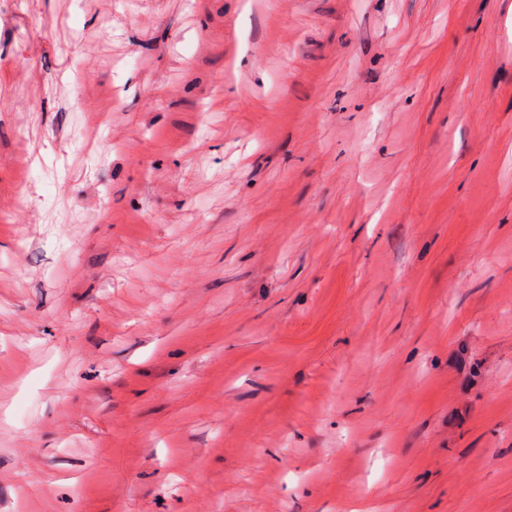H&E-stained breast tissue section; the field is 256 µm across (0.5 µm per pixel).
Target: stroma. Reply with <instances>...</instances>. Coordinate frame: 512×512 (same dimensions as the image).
Returning <instances> with one entry per match:
<instances>
[{
    "instance_id": "1",
    "label": "stroma",
    "mask_w": 512,
    "mask_h": 512,
    "mask_svg": "<svg viewBox=\"0 0 512 512\" xmlns=\"http://www.w3.org/2000/svg\"><path fill=\"white\" fill-rule=\"evenodd\" d=\"M0 512H512V0H0Z\"/></svg>"
}]
</instances>
